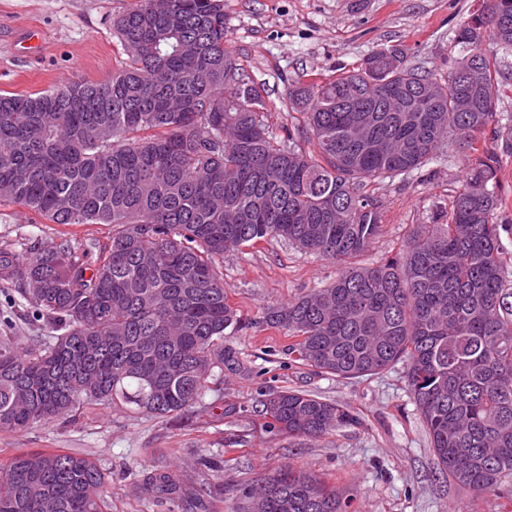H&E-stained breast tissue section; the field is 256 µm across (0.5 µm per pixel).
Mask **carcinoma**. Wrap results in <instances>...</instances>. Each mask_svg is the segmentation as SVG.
I'll return each mask as SVG.
<instances>
[{
	"label": "carcinoma",
	"mask_w": 512,
	"mask_h": 512,
	"mask_svg": "<svg viewBox=\"0 0 512 512\" xmlns=\"http://www.w3.org/2000/svg\"><path fill=\"white\" fill-rule=\"evenodd\" d=\"M113 27L129 63L111 78L0 94V200L53 224L112 225L91 265L68 240L0 249V280L53 330L22 350L0 342V431L101 403L178 415L218 391L224 371L241 370L228 340L265 325L295 339L297 360L338 378L406 363L448 481L512 500V222L491 146L512 78L484 48L512 52V0H480L457 24L467 54L444 75L391 46L321 82L289 80L304 121L282 138L226 44L224 0H168L163 10L135 0ZM424 83L435 111H384ZM456 145L466 167L448 209L414 225L394 256L354 265L381 231L371 185ZM272 239L342 269L246 322L224 286V253ZM260 406L291 437L359 424L301 390H271ZM146 486L157 498L181 492L166 471ZM243 496L251 512H349L352 502L291 465ZM110 498L106 473L87 457L36 451L0 465V512H104Z\"/></svg>",
	"instance_id": "cac0c4a2"
}]
</instances>
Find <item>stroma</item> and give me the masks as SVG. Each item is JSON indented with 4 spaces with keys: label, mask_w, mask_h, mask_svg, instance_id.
Returning a JSON list of instances; mask_svg holds the SVG:
<instances>
[{
    "label": "stroma",
    "mask_w": 512,
    "mask_h": 512,
    "mask_svg": "<svg viewBox=\"0 0 512 512\" xmlns=\"http://www.w3.org/2000/svg\"><path fill=\"white\" fill-rule=\"evenodd\" d=\"M133 0H0V93H36L75 81L111 77L127 55L112 20ZM479 0H224L228 46L263 87L271 130L295 120L286 106V79H323L377 49L401 46L409 63L437 73L462 51L455 26ZM463 156L450 152L407 179L375 187L382 231L361 263L381 261L400 247L412 225L447 205L463 175ZM108 224H53L22 206L0 202V247L68 239L106 243ZM336 261L274 239L224 255V284L244 320L332 283ZM51 330L25 313L14 286L0 283V340L28 347ZM243 369L225 372L219 392L178 417L159 419L97 405L78 421L58 419L21 432H0V463L21 452L61 451L94 460L112 480V512H237L239 491L277 467L310 469L353 493L354 512H512V501L476 494L441 474L427 429L407 388L404 364L373 376L340 379L295 362L287 333L258 328L234 337ZM270 388L302 390L348 408L358 425L317 439L265 427L254 407ZM218 473L201 472L198 455ZM173 471L186 483L179 508L142 492L144 474Z\"/></svg>",
    "instance_id": "stroma-1"
}]
</instances>
